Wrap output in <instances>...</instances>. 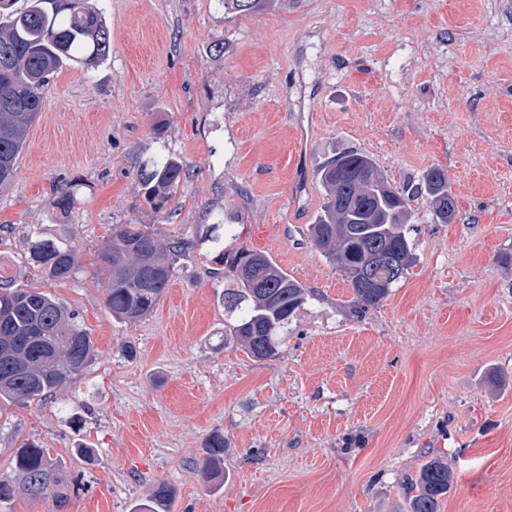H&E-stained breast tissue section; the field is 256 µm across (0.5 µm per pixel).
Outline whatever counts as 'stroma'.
Listing matches in <instances>:
<instances>
[{"instance_id": "stroma-1", "label": "stroma", "mask_w": 512, "mask_h": 512, "mask_svg": "<svg viewBox=\"0 0 512 512\" xmlns=\"http://www.w3.org/2000/svg\"><path fill=\"white\" fill-rule=\"evenodd\" d=\"M96 3L111 56L51 76L0 192V261L77 313L95 357L44 401L0 399V480L35 441L66 494L0 512H131L160 481L173 512H406L401 484L433 456L455 471L441 512H512V0H264L247 15L218 0ZM348 150L397 187L443 168L458 211L436 224L413 202L416 263L360 316L306 237L324 202L316 170ZM161 151L188 171L170 217L136 177ZM60 191L68 210L50 205ZM219 216L316 291L277 359L222 340L223 286L197 231ZM116 224L193 243L132 324L105 306L99 254ZM45 239L74 245L73 277L29 264ZM225 447L224 435L219 433L211 435L204 448L205 456L202 466L207 470L218 472L221 461H224Z\"/></svg>"}]
</instances>
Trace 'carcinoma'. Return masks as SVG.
I'll return each mask as SVG.
<instances>
[{
    "label": "carcinoma",
    "mask_w": 512,
    "mask_h": 512,
    "mask_svg": "<svg viewBox=\"0 0 512 512\" xmlns=\"http://www.w3.org/2000/svg\"><path fill=\"white\" fill-rule=\"evenodd\" d=\"M14 3L0 0V190L14 181L49 77L70 66L94 69L112 52L111 29L92 0H24L18 9ZM222 4L245 15L260 0ZM185 176L182 161L169 153L150 157L137 171L143 198L155 213L167 210ZM317 177L324 204L307 226V237L350 286L356 315L380 305L415 263L407 224L413 198L425 196L438 224H449L456 216L448 173L439 167L429 169L417 187L400 190L370 155L350 150L320 166ZM199 230L211 244L212 260L224 268V338L254 361L279 357L288 325L315 290L288 275L268 254L239 242L236 225L221 218L199 225ZM187 245L182 237L159 236L152 224L112 225L101 254L108 268L105 305L112 316L134 323L151 313ZM74 255L72 246L53 240L30 248V260L53 280L72 276ZM77 318L50 294L16 286L14 277L0 268V397L40 402L86 368L94 343ZM224 448V435H211L202 466L218 470ZM15 468L21 480L0 481V504L20 496L61 501L58 467L49 449L23 444ZM453 483L448 463L431 457L404 484L407 512H440L441 499ZM172 502V488L158 483L133 512H171Z\"/></svg>",
    "instance_id": "cac0c4a2"
}]
</instances>
